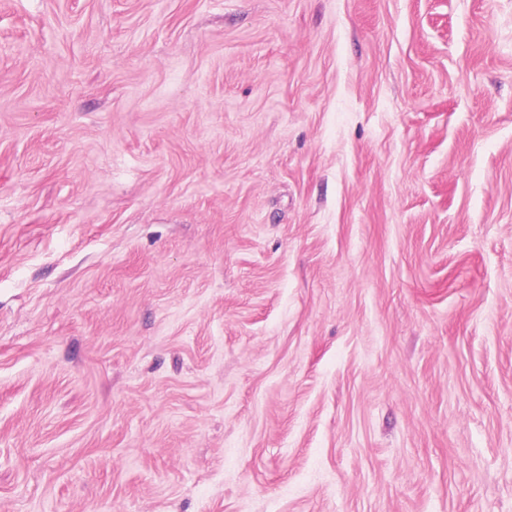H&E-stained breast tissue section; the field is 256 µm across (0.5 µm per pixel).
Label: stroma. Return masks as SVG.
<instances>
[{"mask_svg": "<svg viewBox=\"0 0 512 512\" xmlns=\"http://www.w3.org/2000/svg\"><path fill=\"white\" fill-rule=\"evenodd\" d=\"M0 512H512V0H0Z\"/></svg>", "mask_w": 512, "mask_h": 512, "instance_id": "stroma-1", "label": "stroma"}]
</instances>
